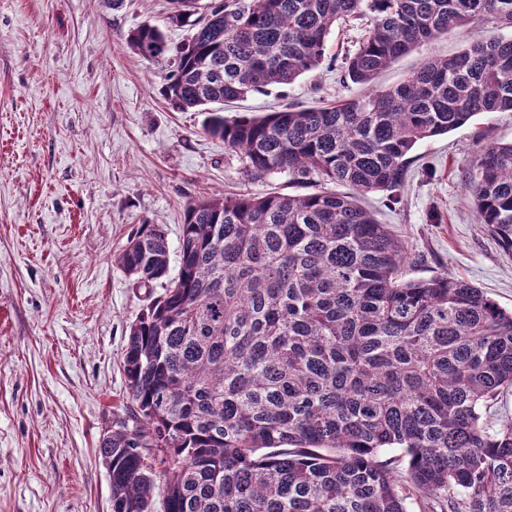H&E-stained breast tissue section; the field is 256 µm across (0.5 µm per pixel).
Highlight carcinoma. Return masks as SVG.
<instances>
[{
    "label": "carcinoma",
    "mask_w": 512,
    "mask_h": 512,
    "mask_svg": "<svg viewBox=\"0 0 512 512\" xmlns=\"http://www.w3.org/2000/svg\"><path fill=\"white\" fill-rule=\"evenodd\" d=\"M168 3L186 40L150 23L126 37L167 67L168 107L205 114L247 176L320 189L190 201L170 281L156 225L118 254L148 303L122 358L130 414L99 442L112 512H512V423L491 421L512 388V311L461 278L403 279L407 248L356 197L399 202L419 143L512 112V38L478 35L512 27V0ZM365 17L340 65L365 93L224 116L318 68L331 30ZM455 30L470 35L460 53L373 85ZM466 189L512 255V141L481 149Z\"/></svg>",
    "instance_id": "carcinoma-1"
}]
</instances>
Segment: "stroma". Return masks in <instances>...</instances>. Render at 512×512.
I'll return each mask as SVG.
<instances>
[{
	"mask_svg": "<svg viewBox=\"0 0 512 512\" xmlns=\"http://www.w3.org/2000/svg\"><path fill=\"white\" fill-rule=\"evenodd\" d=\"M167 0H0V512H111L97 448L131 404L122 357L143 291L115 258L148 222L178 248L191 200L287 190L284 176H243L202 116L167 107L164 72L125 38L162 24ZM366 22L333 28L326 62L292 85L225 105L261 116L364 93L334 63ZM452 31L378 75L399 82L431 55H452ZM512 141V112L422 142L399 203L362 205L405 243L407 279H465L512 310V256L478 224L465 187L482 146Z\"/></svg>",
	"mask_w": 512,
	"mask_h": 512,
	"instance_id": "1",
	"label": "stroma"
}]
</instances>
